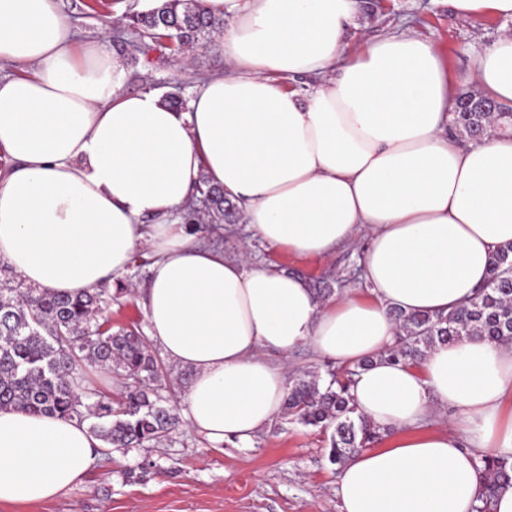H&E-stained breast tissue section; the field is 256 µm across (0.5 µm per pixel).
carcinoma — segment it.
<instances>
[{
  "mask_svg": "<svg viewBox=\"0 0 512 512\" xmlns=\"http://www.w3.org/2000/svg\"><path fill=\"white\" fill-rule=\"evenodd\" d=\"M142 51L185 54L209 43L224 28L201 0H153L147 9L127 15ZM453 125L466 136L488 128L479 113L453 114ZM205 200L209 224L240 218L224 198V189L201 180L196 200ZM123 284H104L79 296L57 295L26 285L17 275L0 277V409L57 415L88 425L104 448H149L176 428V407L161 394L162 366L148 338L137 328L112 326V306L122 304ZM400 333L387 358L418 362L438 343L477 335L512 343V244L495 255L490 279L475 296L446 314L392 311ZM110 368L125 379L117 402L101 392L81 362ZM322 380L309 371L292 380L282 414L327 434L328 460L343 466L364 448L382 440L369 420L355 418L350 394L355 372L329 370ZM485 486L476 512H493L495 495L512 486V460L483 458Z\"/></svg>",
  "mask_w": 512,
  "mask_h": 512,
  "instance_id": "carcinoma-1",
  "label": "carcinoma"
}]
</instances>
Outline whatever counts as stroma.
I'll return each instance as SVG.
<instances>
[{
  "instance_id": "stroma-1",
  "label": "stroma",
  "mask_w": 512,
  "mask_h": 512,
  "mask_svg": "<svg viewBox=\"0 0 512 512\" xmlns=\"http://www.w3.org/2000/svg\"><path fill=\"white\" fill-rule=\"evenodd\" d=\"M93 0H59L81 40L105 37L108 49L126 54L130 71L126 91L180 87L191 97L209 76L229 74L223 56L212 48L176 56L142 54L140 39L121 17L146 8L149 0H113L93 8ZM411 30L433 43L459 91L472 90L461 75L469 65L467 45H482L512 33V19L491 15L462 16L448 0H359L347 31L353 51L372 38ZM359 253L341 247L324 258H307L253 243V263L273 264L308 279L346 277L361 285ZM337 466L328 460L325 437L312 427L277 418L252 447H212L187 421L154 448H124L97 455L82 485L57 500L27 512H340L336 496Z\"/></svg>"
}]
</instances>
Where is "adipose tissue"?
Masks as SVG:
<instances>
[{
	"mask_svg": "<svg viewBox=\"0 0 512 512\" xmlns=\"http://www.w3.org/2000/svg\"><path fill=\"white\" fill-rule=\"evenodd\" d=\"M226 17L186 110L126 93L123 53L78 42L57 0H0V263L75 295L153 257L136 296L154 345L189 369L190 427L250 447L280 414L304 347L355 369L358 414L391 434L340 470L341 512H475L481 457L512 455V344H437L421 368L385 358L390 314L472 298L512 243V135L460 145L435 46L390 33L352 54L358 0H203ZM470 81L512 105V34L469 51ZM302 78L301 88L286 87ZM223 187L250 240L301 257L359 245L360 296L318 298L300 273L230 258L186 216L200 180ZM452 407L441 432L418 431ZM100 441L86 424L0 410V506L82 483Z\"/></svg>",
	"mask_w": 512,
	"mask_h": 512,
	"instance_id": "1",
	"label": "adipose tissue"
}]
</instances>
